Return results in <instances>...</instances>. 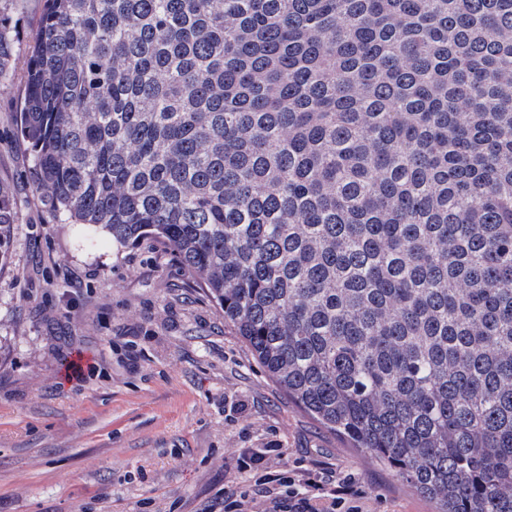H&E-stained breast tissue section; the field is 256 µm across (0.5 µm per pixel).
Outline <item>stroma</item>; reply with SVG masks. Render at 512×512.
Here are the masks:
<instances>
[{
	"instance_id": "35a3bbf8",
	"label": "stroma",
	"mask_w": 512,
	"mask_h": 512,
	"mask_svg": "<svg viewBox=\"0 0 512 512\" xmlns=\"http://www.w3.org/2000/svg\"><path fill=\"white\" fill-rule=\"evenodd\" d=\"M43 9L5 10L0 183L17 220L0 264V512H210L244 487L242 449L268 445L284 451L271 470L353 477L364 512H436L288 397L161 242L119 247L50 206L18 133ZM10 0L0 1V79L9 71L15 53L14 36L2 22V11Z\"/></svg>"
}]
</instances>
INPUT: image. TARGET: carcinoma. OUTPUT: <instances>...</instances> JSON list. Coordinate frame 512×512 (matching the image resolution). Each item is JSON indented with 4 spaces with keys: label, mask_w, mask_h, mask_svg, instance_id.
<instances>
[{
    "label": "carcinoma",
    "mask_w": 512,
    "mask_h": 512,
    "mask_svg": "<svg viewBox=\"0 0 512 512\" xmlns=\"http://www.w3.org/2000/svg\"><path fill=\"white\" fill-rule=\"evenodd\" d=\"M25 85L55 210L163 243L439 512H512V0H44Z\"/></svg>",
    "instance_id": "carcinoma-1"
}]
</instances>
